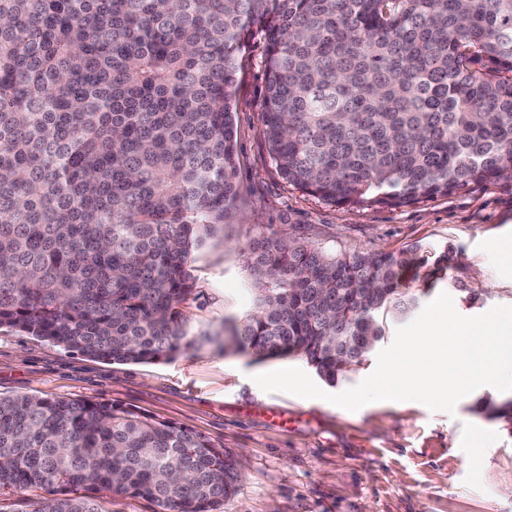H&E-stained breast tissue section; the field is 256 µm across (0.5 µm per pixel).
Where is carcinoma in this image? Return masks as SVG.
Listing matches in <instances>:
<instances>
[{
	"label": "carcinoma",
	"mask_w": 512,
	"mask_h": 512,
	"mask_svg": "<svg viewBox=\"0 0 512 512\" xmlns=\"http://www.w3.org/2000/svg\"><path fill=\"white\" fill-rule=\"evenodd\" d=\"M265 43L264 141L326 204L401 207L512 171V0H0V330L149 364L213 343L190 262L237 210L233 102ZM255 306L222 348L333 384L404 318L402 253L276 232L245 254ZM475 410L512 432V400ZM238 463L110 401L0 396V495L36 512H215ZM104 503L107 512H153V505L143 499L113 495Z\"/></svg>",
	"instance_id": "cac0c4a2"
}]
</instances>
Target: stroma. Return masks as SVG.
Returning a JSON list of instances; mask_svg holds the SVG:
<instances>
[{
    "mask_svg": "<svg viewBox=\"0 0 512 512\" xmlns=\"http://www.w3.org/2000/svg\"><path fill=\"white\" fill-rule=\"evenodd\" d=\"M264 50L251 41L237 73V182L246 203L192 257L196 329L222 330L253 306L242 252L257 231L287 233L329 251L417 247L405 282L425 307L449 293L476 316L512 306V175L400 208L338 207L289 186L263 138ZM454 250L453 267L435 260ZM209 346L169 361L113 363L0 330V395L112 401L201 433L239 463L217 512H512V432L476 412L484 386L454 413L409 401L355 412L322 399L265 392L254 375L305 368Z\"/></svg>",
    "mask_w": 512,
    "mask_h": 512,
    "instance_id": "1",
    "label": "stroma"
}]
</instances>
